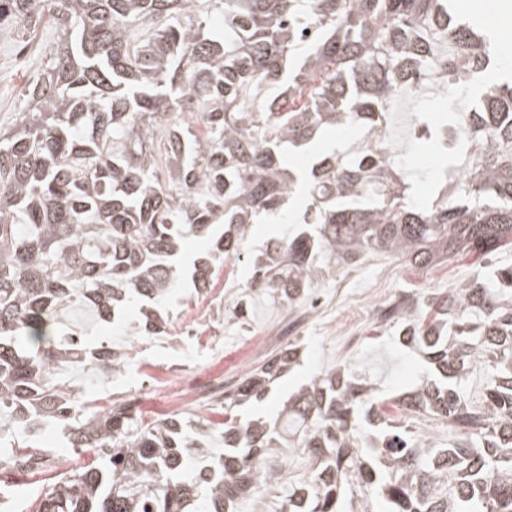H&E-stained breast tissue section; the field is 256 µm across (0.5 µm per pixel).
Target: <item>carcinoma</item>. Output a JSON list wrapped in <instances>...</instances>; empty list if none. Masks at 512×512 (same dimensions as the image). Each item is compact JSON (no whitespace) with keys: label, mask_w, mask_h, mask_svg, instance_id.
Segmentation results:
<instances>
[{"label":"carcinoma","mask_w":512,"mask_h":512,"mask_svg":"<svg viewBox=\"0 0 512 512\" xmlns=\"http://www.w3.org/2000/svg\"><path fill=\"white\" fill-rule=\"evenodd\" d=\"M54 9L49 65L0 129V497L16 492L3 477L15 442L55 424L87 460L45 484L37 512H236L245 497L265 512L273 475L252 457L286 437L318 461L288 493L290 512H341L346 497L357 512L377 497L386 512H512V266L389 310L429 364L393 402L448 421L446 448L393 426L385 401L340 368L293 392L275 421L239 417L299 362L293 345L224 395L222 422L150 423L56 381L64 368L117 375L128 359L107 341L56 340L60 310L111 323L137 302L133 341L168 333L157 306L176 289L183 239L211 242L190 272L204 292L251 225L281 219L297 185L283 148L321 128H362L365 145L315 163L302 227L253 262L251 290L291 308L333 258L356 267L387 252L427 268L512 248V77L485 78L499 45L454 20L448 0H0V23L34 29ZM215 12L222 41L206 32ZM424 26L457 48L435 79L480 97L464 115L415 119L422 156L444 162L427 143L435 128L458 131L468 158L428 208L407 197L386 140L390 98L436 54ZM476 360L490 376L474 405L461 383ZM215 432L219 454L206 445Z\"/></svg>","instance_id":"cac0c4a2"}]
</instances>
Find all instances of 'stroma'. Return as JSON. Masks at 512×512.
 <instances>
[{
	"label": "stroma",
	"mask_w": 512,
	"mask_h": 512,
	"mask_svg": "<svg viewBox=\"0 0 512 512\" xmlns=\"http://www.w3.org/2000/svg\"><path fill=\"white\" fill-rule=\"evenodd\" d=\"M512 0H451L450 11L458 18L475 16L483 20L484 32L496 43L512 46V28L502 27L499 6ZM57 39L52 18H44L36 29L22 32L11 26L0 27V127L8 128L18 120L24 88L39 74ZM478 104L472 91L436 88L404 92L403 112L392 117L389 140L412 198L420 205L431 204L436 185L447 176H460L466 168V155H457L452 172L439 165H423L414 144V116L419 112L444 110L466 112ZM476 255H461L425 269L405 258L382 254L362 265L330 275L312 291L319 305L302 302L287 309L263 295L253 298L247 325H238L232 311L249 278L247 262L227 259L216 279L221 300L203 304L189 276H182L175 293L162 307L168 313L177 337L145 340L136 356L129 359L122 376L112 377L88 368H71L63 376L77 391L91 392L107 399L143 397L141 414L153 422L165 416L166 400L143 384L161 374L175 378L183 372L208 367L223 371L229 384L260 367L271 354L293 344L302 358L298 366L282 377L262 406H245L241 417H274L288 395L320 372L343 365L365 380L382 396L391 399L418 380L426 365L417 350L400 342L392 324L367 313L368 302H379L382 309L397 304L409 292L447 293L480 270ZM59 332H74L128 346L130 338L124 325L108 328L99 324L92 312L73 306L62 313Z\"/></svg>",
	"instance_id": "1"
}]
</instances>
